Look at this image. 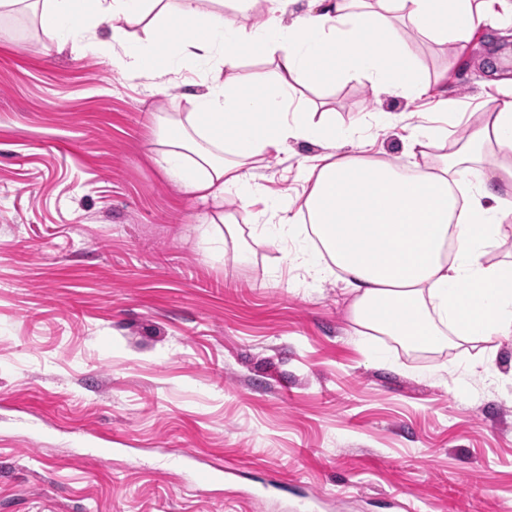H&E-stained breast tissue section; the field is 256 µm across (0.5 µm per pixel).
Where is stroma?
<instances>
[{
	"label": "stroma",
	"instance_id": "1",
	"mask_svg": "<svg viewBox=\"0 0 512 512\" xmlns=\"http://www.w3.org/2000/svg\"><path fill=\"white\" fill-rule=\"evenodd\" d=\"M432 96L365 79L300 84L297 103L370 123L403 163L411 127L447 111L452 152L512 77V34L468 43L407 32ZM452 72H444L448 58ZM199 85L132 79L98 55L44 48L0 19V512H512V339L423 352L357 336L341 280L304 283L291 244L238 241L153 163L152 111ZM292 142L252 180L281 196L324 153ZM186 449L277 470L281 499L185 483Z\"/></svg>",
	"mask_w": 512,
	"mask_h": 512
}]
</instances>
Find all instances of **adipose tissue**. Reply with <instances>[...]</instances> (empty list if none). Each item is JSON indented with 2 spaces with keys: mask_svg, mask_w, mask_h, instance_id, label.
Masks as SVG:
<instances>
[{
  "mask_svg": "<svg viewBox=\"0 0 512 512\" xmlns=\"http://www.w3.org/2000/svg\"><path fill=\"white\" fill-rule=\"evenodd\" d=\"M256 0H0V11L32 9L42 40L85 55L102 51L97 27L110 23L108 61L134 78L201 77L205 93L189 111L154 116L155 162L197 199L220 208L229 236L237 225L225 197L257 208L258 234L270 244L296 241L294 260L316 280L342 271L355 325L395 337L414 351L461 346L486 337L512 338V262L487 255L512 230V100L502 102L437 165L420 166L443 124L412 127L411 164L362 154L365 127H340L333 113L293 107L298 83L362 77L406 97L429 87L404 24L437 43H466L475 28L512 25V0H265L262 27L247 19ZM141 26L145 41L126 37ZM379 44L361 45L368 35ZM262 50L272 77L245 72L243 59ZM314 140L330 152L298 173V201H268L251 183L255 164L291 141ZM352 149L336 152V143ZM466 200H459L458 191Z\"/></svg>",
  "mask_w": 512,
  "mask_h": 512,
  "instance_id": "obj_1",
  "label": "adipose tissue"
}]
</instances>
